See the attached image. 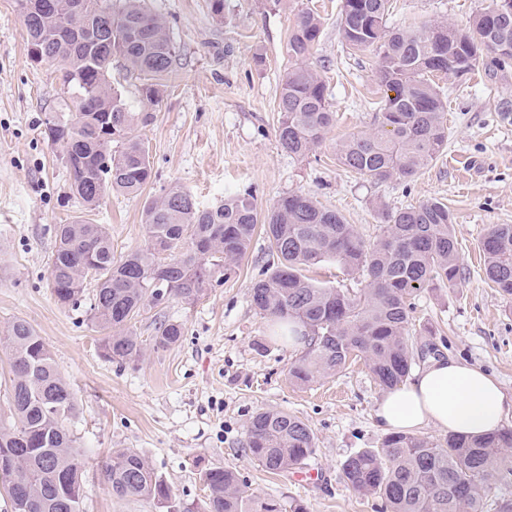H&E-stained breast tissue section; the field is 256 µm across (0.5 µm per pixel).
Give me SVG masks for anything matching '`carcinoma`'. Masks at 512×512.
<instances>
[{"mask_svg": "<svg viewBox=\"0 0 512 512\" xmlns=\"http://www.w3.org/2000/svg\"><path fill=\"white\" fill-rule=\"evenodd\" d=\"M501 0L479 14L468 31L446 24L388 30L389 0H342L341 33L353 50L374 49L375 81L386 92L373 127L337 147V161L374 181L411 179L448 144L447 104L432 80L436 74L468 75L512 61V12ZM27 34L28 53L64 65L71 115L46 117L48 138L64 147L72 192L88 209L116 190L137 196L153 179L148 151L135 130L147 126L161 100V84L177 57L166 21L142 0H14ZM322 33L320 16L301 13L287 42L293 64L277 101L276 135L289 154L307 157L336 122L328 89L306 64ZM127 72L146 76L142 107L133 112L112 88V58ZM144 247L119 258L103 224H60L48 267L57 303L77 301L88 281L95 293L89 320L107 331L100 356L134 364L142 343L130 330L146 306L177 299L193 304L212 283L236 274L263 225L272 265L250 289L254 310L292 325L306 345L288 370L292 383L308 386L364 359L384 390L403 383L419 346L409 334L412 299L429 288L456 287L463 278L454 216L428 199L386 213L381 232L366 243L337 211L313 197L292 193L258 211L247 191L224 193L203 207L180 185L161 189L143 210ZM486 279L512 295V224L491 225L480 242ZM179 251L169 261L163 252ZM334 262L361 275L365 287L327 288L302 275L305 267ZM156 347L179 343L182 324L159 320ZM0 350L11 360L9 419L0 418V489L11 512H83L82 463L77 440L65 428L76 400L53 353L23 319L0 330ZM512 448V430L480 439L450 434L443 441L392 433L381 447L349 456L342 464L358 494L382 499L389 512H486V488L502 465L500 449ZM246 449L265 470L286 473L315 453V436L298 416L269 409L248 426ZM105 476L112 496L141 498L164 512H182L172 488L130 449H116ZM209 491L204 512H305L302 504L261 498L239 484L230 468L202 472Z\"/></svg>", "mask_w": 512, "mask_h": 512, "instance_id": "carcinoma-1", "label": "carcinoma"}]
</instances>
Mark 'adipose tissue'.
<instances>
[{"label": "adipose tissue", "mask_w": 512, "mask_h": 512, "mask_svg": "<svg viewBox=\"0 0 512 512\" xmlns=\"http://www.w3.org/2000/svg\"><path fill=\"white\" fill-rule=\"evenodd\" d=\"M512 397L476 365L434 359L407 384L387 391L373 416L386 430L413 433L435 427L470 438L498 430Z\"/></svg>", "instance_id": "adipose-tissue-1"}]
</instances>
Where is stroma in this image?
Wrapping results in <instances>:
<instances>
[{"mask_svg": "<svg viewBox=\"0 0 512 512\" xmlns=\"http://www.w3.org/2000/svg\"><path fill=\"white\" fill-rule=\"evenodd\" d=\"M144 2L166 20L178 48L154 119L137 131L154 179L138 196L107 193L89 213L72 194L62 147L44 134L47 113L65 109L63 66L30 60L13 0H0V328L25 319L72 385L77 411L69 428L83 454L84 512H157L150 502L112 496L102 466L118 448L145 458L188 507L205 501L202 470L224 466L251 492L297 500L306 512H383L380 499L354 492L342 473L350 455L383 442L386 432L373 418L383 391L360 360L306 387L290 382L296 351L275 338L249 297L270 262L264 235H256L234 276L194 304L141 310L132 329L145 356L121 365L99 355L104 332L88 321L93 286L76 305L55 300L48 282L53 229L77 219L106 225L114 254H125L146 243V200L178 184L205 205L248 190L261 211L306 193L372 242L385 212L438 199L455 217L465 278L415 298L410 333L427 350L415 367L452 357L483 368L512 395V296L486 280L479 248L489 225L512 224V66L439 77L447 146L414 179L377 182L336 162L337 145L368 129L385 96L374 77L375 52L355 53L343 42L341 0H224L220 23L210 0ZM491 4L390 0L387 25L445 23L465 31ZM309 9L323 32L308 64L326 82L336 124L300 159L278 142L276 100L289 66L288 31ZM162 316L184 328L182 340L164 349L154 345ZM267 409L294 414L312 429L316 451L307 466L319 471L316 482L269 473L250 458L247 427Z\"/></svg>", "mask_w": 512, "mask_h": 512, "instance_id": "1", "label": "stroma"}]
</instances>
